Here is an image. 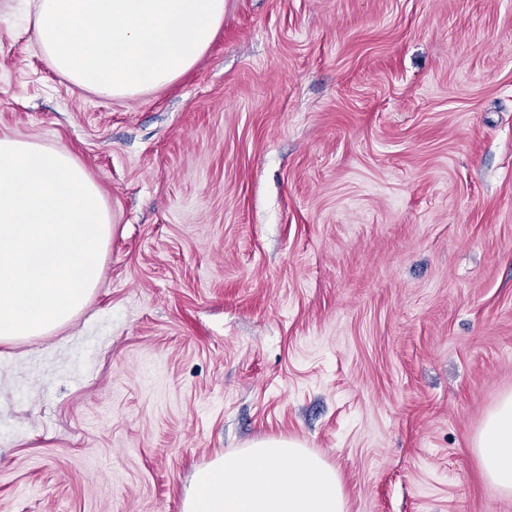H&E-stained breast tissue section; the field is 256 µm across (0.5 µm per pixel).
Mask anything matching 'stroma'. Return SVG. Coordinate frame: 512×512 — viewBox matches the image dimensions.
Returning a JSON list of instances; mask_svg holds the SVG:
<instances>
[{"label":"stroma","mask_w":512,"mask_h":512,"mask_svg":"<svg viewBox=\"0 0 512 512\" xmlns=\"http://www.w3.org/2000/svg\"><path fill=\"white\" fill-rule=\"evenodd\" d=\"M0 130L63 146L112 236L86 307L0 344V512H182L261 437L347 512H512V0H224L170 85L105 100L0 11ZM473 446L484 476L501 491L512 493V393L487 415Z\"/></svg>","instance_id":"obj_1"}]
</instances>
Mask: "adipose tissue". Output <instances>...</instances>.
Segmentation results:
<instances>
[{
    "instance_id": "ef3b65f1",
    "label": "adipose tissue",
    "mask_w": 512,
    "mask_h": 512,
    "mask_svg": "<svg viewBox=\"0 0 512 512\" xmlns=\"http://www.w3.org/2000/svg\"><path fill=\"white\" fill-rule=\"evenodd\" d=\"M48 65L112 99L166 86L191 69L224 23V0H26ZM484 476L512 493V393L473 440ZM183 512H346L342 481L293 439L264 437L198 469Z\"/></svg>"
}]
</instances>
